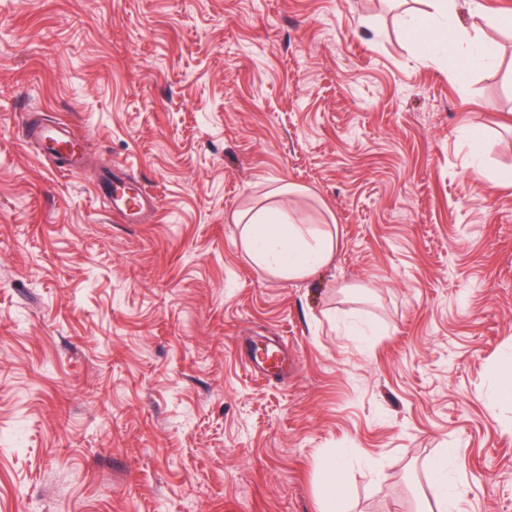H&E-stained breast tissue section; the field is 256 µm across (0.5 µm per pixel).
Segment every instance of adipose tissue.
<instances>
[{
	"label": "adipose tissue",
	"mask_w": 512,
	"mask_h": 512,
	"mask_svg": "<svg viewBox=\"0 0 512 512\" xmlns=\"http://www.w3.org/2000/svg\"><path fill=\"white\" fill-rule=\"evenodd\" d=\"M433 10L412 15L408 29L420 52L437 60L449 49L464 50L473 64L484 55L475 34L458 20V0H433ZM247 243L264 268L295 277L330 262L334 253L333 236L305 233L299 225L287 223L283 203L257 212L247 222Z\"/></svg>",
	"instance_id": "obj_1"
}]
</instances>
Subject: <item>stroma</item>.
Instances as JSON below:
<instances>
[{
  "label": "stroma",
  "mask_w": 512,
  "mask_h": 512,
  "mask_svg": "<svg viewBox=\"0 0 512 512\" xmlns=\"http://www.w3.org/2000/svg\"><path fill=\"white\" fill-rule=\"evenodd\" d=\"M480 2L460 83L416 0H0V512H323L340 457L339 512H434L448 448L455 512H512V0ZM288 185L335 235L293 278L237 222ZM62 137V135L54 129L44 126H34L30 121L25 119L23 123V141L26 143L29 139L41 141L44 145L45 154L53 159L57 157L65 158V163L60 167L67 174H78L84 167V157L76 150L80 139L71 135L67 141H58L52 136ZM126 190L127 188L114 187L110 201L112 210L121 213L130 222H136L144 211L156 208L155 197L147 195L142 188L139 190L128 189L132 194ZM499 402L512 401V355L499 363V377L495 390Z\"/></svg>",
  "instance_id": "stroma-1"
}]
</instances>
